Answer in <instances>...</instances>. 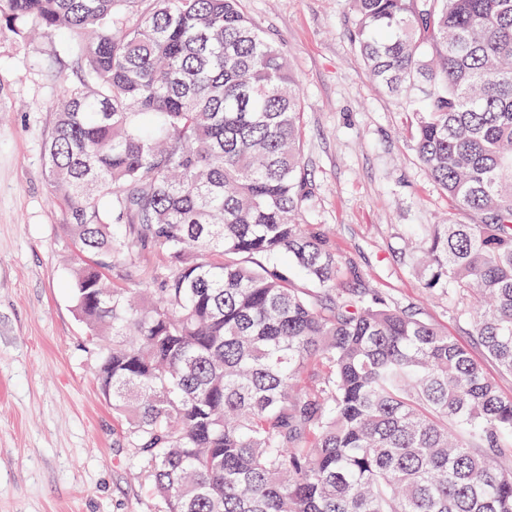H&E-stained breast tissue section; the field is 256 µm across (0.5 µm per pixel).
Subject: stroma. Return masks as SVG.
<instances>
[{"label": "stroma", "instance_id": "obj_1", "mask_svg": "<svg viewBox=\"0 0 512 512\" xmlns=\"http://www.w3.org/2000/svg\"><path fill=\"white\" fill-rule=\"evenodd\" d=\"M240 7L282 43L298 80L306 221L333 234L338 287L378 289L483 358L467 323L473 300L426 294L401 252L460 214L418 160L411 113L373 86L349 37L350 0ZM61 42L0 29V512H157L97 384L70 292L77 251L45 172L54 100L82 74Z\"/></svg>", "mask_w": 512, "mask_h": 512}]
</instances>
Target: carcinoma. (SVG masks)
<instances>
[{
  "label": "carcinoma",
  "instance_id": "1",
  "mask_svg": "<svg viewBox=\"0 0 512 512\" xmlns=\"http://www.w3.org/2000/svg\"><path fill=\"white\" fill-rule=\"evenodd\" d=\"M351 4L374 83L470 215L428 225L422 288L477 297L471 335L512 374V0ZM0 28L79 38L46 173L159 512H512V394L437 325L336 291L333 243L304 221L298 83L239 0H0ZM144 252L162 263L104 287Z\"/></svg>",
  "mask_w": 512,
  "mask_h": 512
}]
</instances>
